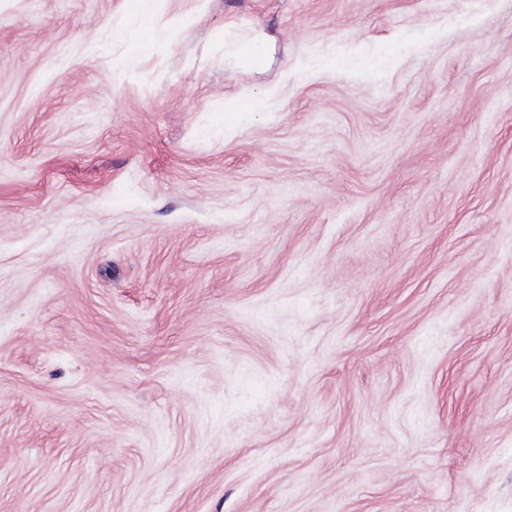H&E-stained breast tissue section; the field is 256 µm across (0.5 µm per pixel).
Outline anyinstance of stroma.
I'll use <instances>...</instances> for the list:
<instances>
[{
	"mask_svg": "<svg viewBox=\"0 0 512 512\" xmlns=\"http://www.w3.org/2000/svg\"><path fill=\"white\" fill-rule=\"evenodd\" d=\"M0 512H512V0H0ZM262 38L258 34L250 43L242 45L237 52V59L240 69L243 72L251 71L258 67L262 61V52L260 49L259 40Z\"/></svg>",
	"mask_w": 512,
	"mask_h": 512,
	"instance_id": "stroma-1",
	"label": "stroma"
}]
</instances>
